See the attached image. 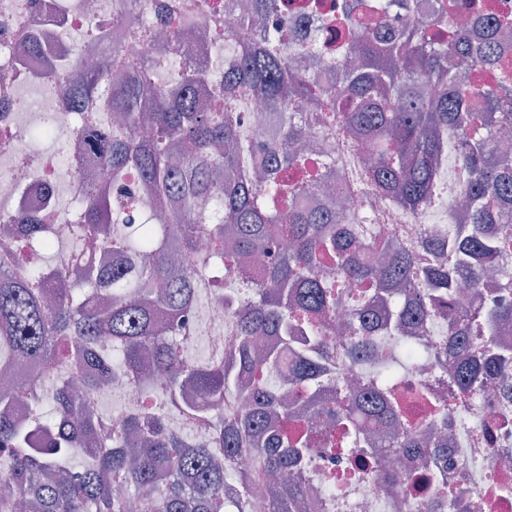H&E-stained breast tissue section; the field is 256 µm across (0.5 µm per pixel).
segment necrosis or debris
<instances>
[{"instance_id":"necrosis-or-debris-1","label":"necrosis or debris","mask_w":512,"mask_h":512,"mask_svg":"<svg viewBox=\"0 0 512 512\" xmlns=\"http://www.w3.org/2000/svg\"><path fill=\"white\" fill-rule=\"evenodd\" d=\"M174 0H147L145 11L131 13L122 28H114L115 0H0V222L19 211L36 214L50 225L57 244L53 254L30 251L26 266L43 268L50 259L66 254L71 215L60 201L91 188L83 168L61 165L55 152L34 148L33 126L52 121L71 148L81 136L72 112L59 90H44L48 72L60 57L93 61L110 57L120 45L123 62L141 59L145 50L133 35L143 21L160 16V8ZM306 143L323 144L340 191L342 212L354 215L369 236L393 241L410 252L420 251L422 233L457 229L461 165L456 156H443L441 175L447 179V200L433 211L415 216L397 203L376 199L366 210L357 209V177L364 151L360 143L311 129ZM223 287L204 288L185 318L183 333L218 353L237 338L235 317L225 303ZM413 388L439 390L448 401L447 463L430 464L432 484L416 489L415 460L395 457L397 479L385 482L384 460H372L361 448L337 447L331 432L313 427L305 471V494L316 512H512V371L493 386L466 391L449 386L438 361L420 372L404 374ZM147 401L144 381L118 378L112 384L109 418L119 423ZM344 478L342 495L326 494L331 482Z\"/></svg>"}]
</instances>
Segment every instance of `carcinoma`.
Returning a JSON list of instances; mask_svg holds the SVG:
<instances>
[{
    "label": "carcinoma",
    "instance_id": "cac0c4a2",
    "mask_svg": "<svg viewBox=\"0 0 512 512\" xmlns=\"http://www.w3.org/2000/svg\"><path fill=\"white\" fill-rule=\"evenodd\" d=\"M280 8L278 0H261L232 21L215 20L223 33L198 35L212 59L193 69L177 28L165 37L156 28L139 30L136 39L149 51L168 54L176 81L156 87L147 56L126 65L105 108L131 130L147 113V132L117 130L107 140L89 128L65 163L90 167L112 186L133 171L140 189L125 192L116 211L104 193L77 196L80 220L70 225L67 267L0 272V361L19 362L43 380L16 393L0 390V456L11 463V485L26 497L28 512H129L132 500L140 512H296L309 507L302 463L310 423L330 425L357 448L365 442L357 423L364 413L385 419L382 453L416 448L427 463L429 455L448 452L447 441L428 447L422 430L401 421L391 393L354 392L336 378V344L326 324L342 291L322 269L361 288L351 299L392 302L391 317L380 322L390 326L393 359L378 371L381 385L420 366L425 353L405 332L457 300L463 283L483 303L462 305L463 318L452 320V339L438 359L452 364L479 329L486 340L473 347L468 364L450 370L454 382L480 390L512 367V348L493 341L512 323V301L487 276L512 243V164L501 161L496 144V132L512 128V64L497 53L512 27L477 37L469 27L425 22L383 43L377 34L384 15L407 8V0H342L344 21L360 37L339 61L342 84L323 88L293 63L319 52L322 34L299 38L282 20L268 27L266 17ZM237 42L244 51L227 67L225 51ZM108 68L105 59L91 69L68 64L51 80L67 86L79 109L93 100ZM427 81L434 83L430 93ZM194 84L210 93L188 97ZM250 95L265 100L281 131L280 140L261 148L263 161L254 160L241 125ZM291 112H307L326 130L364 143L366 196L389 197L416 215L432 208L438 160L451 148L464 165L455 236L429 240L417 255L390 242L354 240L327 207L302 208L319 180L309 173L307 153L290 147L305 131L289 123ZM9 223L0 249L12 263L35 246L51 249L36 216L17 213ZM489 224L496 225L493 235ZM199 237L209 251L197 255L198 264L224 261L240 336L222 360L207 365L188 356V340L169 333L196 299L195 276L181 271L175 256ZM85 246L132 262L97 272L87 265ZM254 253L271 261L258 279L243 278L240 264ZM375 327L372 320L348 323L346 353H373ZM61 368L97 392L119 374H142L161 401L107 428L80 409L69 386L58 385ZM236 392L245 408L214 419ZM20 395L29 409L25 422L7 412ZM177 416L204 431L190 437L171 427ZM75 449L87 456L78 470L69 462ZM244 453L253 456V468L226 484ZM280 473L291 479L257 503L254 484Z\"/></svg>",
    "mask_w": 512,
    "mask_h": 512
}]
</instances>
